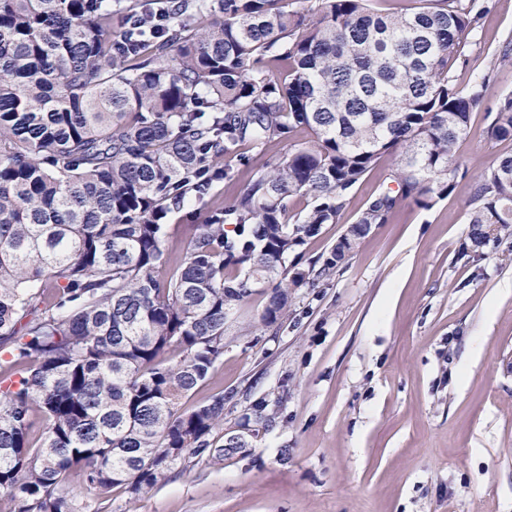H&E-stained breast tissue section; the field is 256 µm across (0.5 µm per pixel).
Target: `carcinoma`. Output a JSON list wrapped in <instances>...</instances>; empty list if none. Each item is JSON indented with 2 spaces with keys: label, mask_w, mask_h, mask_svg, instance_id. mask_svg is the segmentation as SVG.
<instances>
[{
  "label": "carcinoma",
  "mask_w": 512,
  "mask_h": 512,
  "mask_svg": "<svg viewBox=\"0 0 512 512\" xmlns=\"http://www.w3.org/2000/svg\"><path fill=\"white\" fill-rule=\"evenodd\" d=\"M372 2L0 0V493L18 512H99L113 488L139 496L188 458L249 454L276 425L266 399L220 444L229 396L182 409L223 360L242 303L265 297L262 322L279 323L289 289L310 283L303 246L340 223L384 158L387 184L317 276L402 203L430 210L454 191L488 74L460 89L453 72L489 0ZM489 115L491 137L512 141V95ZM298 130L310 140L186 225L160 278L186 196L241 147ZM466 206L473 247L512 231V153L475 178ZM74 473L81 499L66 489Z\"/></svg>",
  "instance_id": "1"
}]
</instances>
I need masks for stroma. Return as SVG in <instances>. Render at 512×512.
Masks as SVG:
<instances>
[{
  "mask_svg": "<svg viewBox=\"0 0 512 512\" xmlns=\"http://www.w3.org/2000/svg\"><path fill=\"white\" fill-rule=\"evenodd\" d=\"M476 39L455 83L491 79L456 145L463 176L453 193L430 210L403 204L335 274L295 289L278 325L261 322L265 299L253 296L226 332L222 364L187 402L232 394L230 428L265 398L277 425L249 455L189 459L139 497L113 488L104 512H512V235L465 249L471 177L512 153V141L491 140L487 115L512 94V66L488 70L512 39V0H492ZM308 138L243 148L230 178L172 213V255L186 250L183 225L223 208L270 156ZM387 169L362 180L342 223L307 241L306 258L329 255Z\"/></svg>",
  "mask_w": 512,
  "mask_h": 512,
  "instance_id": "stroma-1",
  "label": "stroma"
}]
</instances>
